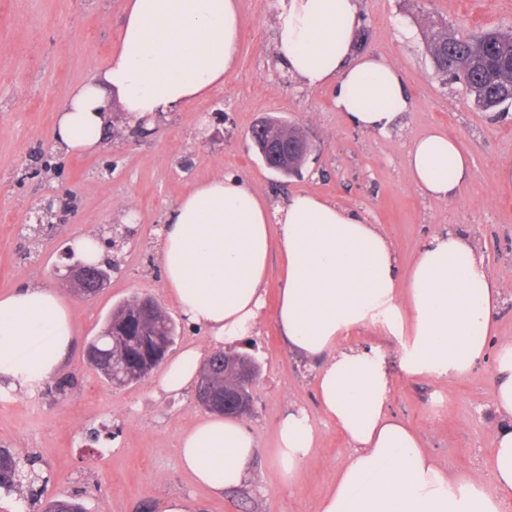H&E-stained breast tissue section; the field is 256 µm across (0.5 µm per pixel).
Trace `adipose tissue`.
Segmentation results:
<instances>
[{"label":"adipose tissue","mask_w":512,"mask_h":512,"mask_svg":"<svg viewBox=\"0 0 512 512\" xmlns=\"http://www.w3.org/2000/svg\"><path fill=\"white\" fill-rule=\"evenodd\" d=\"M279 68L302 85L333 86L355 126L386 134L410 109L401 71L358 55V0H276ZM237 0H127L117 52L75 87L60 108L54 140L73 153L110 139L112 110L123 124L184 110L223 85L241 43ZM415 186L445 200L467 180L471 161L441 130L414 142ZM165 286L213 345H233L256 328L273 254L285 261L274 322L290 349L317 361L320 410L349 445L318 512H506L512 505V341L491 344L503 297L472 240L432 234L400 278L392 244L357 212L309 194L271 207L233 173L197 183L167 211L160 231ZM394 341L405 378H462L495 346V388L487 406L489 481L448 476L417 428L389 411L391 377L376 348L354 347V331ZM74 337L56 292L27 286L0 297V381L29 388L48 379ZM203 352L187 348L162 373L180 395ZM317 441L309 416L289 413L276 431V461L295 483ZM258 442L233 418L195 422L179 440V462L213 490L241 486Z\"/></svg>","instance_id":"obj_1"}]
</instances>
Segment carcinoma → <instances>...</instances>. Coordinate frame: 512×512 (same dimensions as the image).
<instances>
[{
  "mask_svg": "<svg viewBox=\"0 0 512 512\" xmlns=\"http://www.w3.org/2000/svg\"><path fill=\"white\" fill-rule=\"evenodd\" d=\"M427 53L435 71L462 82L471 103L484 112H506L512 108V31L494 28L478 34L457 36L443 26L432 27L426 35ZM177 324L161 306L145 312L140 298L124 301L112 309L97 335L88 344L99 357L88 364L115 386L133 383L129 373L147 361L150 352L144 336H174ZM224 354L213 352L211 389L224 397ZM24 472L16 458L0 449V488L13 491L23 486ZM43 507L55 512H85L72 498L46 501Z\"/></svg>",
  "mask_w": 512,
  "mask_h": 512,
  "instance_id": "cac0c4a2",
  "label": "carcinoma"
}]
</instances>
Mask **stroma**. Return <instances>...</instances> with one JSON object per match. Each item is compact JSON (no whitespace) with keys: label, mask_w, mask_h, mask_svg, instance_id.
Masks as SVG:
<instances>
[{"label":"stroma","mask_w":512,"mask_h":512,"mask_svg":"<svg viewBox=\"0 0 512 512\" xmlns=\"http://www.w3.org/2000/svg\"><path fill=\"white\" fill-rule=\"evenodd\" d=\"M124 5L0 0V295L31 284L57 290L74 322L73 343L44 384L32 390L0 383V448L33 461L44 499L76 496L87 512H158L173 496L190 500L195 512H317L348 447L318 410L317 363L291 350L274 324L280 256L271 261L257 329L235 346L261 367L252 410L242 418L259 448L239 489L213 492L179 463L181 433L208 415L194 391L167 395L156 372L109 385L88 365L86 344L113 306L149 293L178 325L172 354L209 347L164 288L158 230L195 183L225 172L274 203L308 193L362 213L392 241L403 275L430 235L465 230L506 289L496 335L512 339V196L498 189V169L512 161V114L496 118L472 108L462 83L435 74L424 42L428 26L438 23L463 34L512 28V0H360L358 53L396 65L412 102L387 135L351 125L332 87L304 88L278 69L275 0H238L240 52L221 87L156 122L149 135L116 137L91 154L66 153L53 142L56 115L116 50ZM272 117L300 125L313 143L300 175L271 170L251 143L253 125ZM203 119L210 130L202 140ZM435 128L457 137L471 159L470 179L445 201L414 186L407 161L411 145ZM53 192L70 194L73 213L51 230L28 231L32 206ZM114 224L131 231L107 251L117 270L95 297L74 295L60 271L71 241L89 231L107 236ZM353 341L379 347L393 381L390 410L421 431L438 465L452 476H488L492 359L460 379L413 380L402 375L394 343L377 331L358 330ZM298 410L310 415L318 439L290 486L275 459L276 429Z\"/></svg>","instance_id":"1"}]
</instances>
